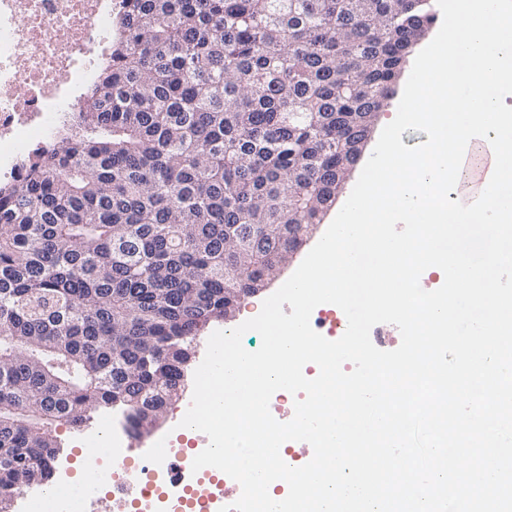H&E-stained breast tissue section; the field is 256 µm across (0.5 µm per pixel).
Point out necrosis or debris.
<instances>
[{
	"label": "necrosis or debris",
	"instance_id": "necrosis-or-debris-1",
	"mask_svg": "<svg viewBox=\"0 0 512 512\" xmlns=\"http://www.w3.org/2000/svg\"><path fill=\"white\" fill-rule=\"evenodd\" d=\"M112 28V0H0V179L13 182L32 147L51 136L63 115L75 111L78 87L93 76ZM105 438L96 463L107 473L113 512H143L148 496L171 490L167 471L142 466L137 484L124 467L138 449L118 414L83 428L84 444ZM69 457L56 459L50 492H21L19 512H84L70 492Z\"/></svg>",
	"mask_w": 512,
	"mask_h": 512
}]
</instances>
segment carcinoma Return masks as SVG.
I'll list each match as a JSON object with an SVG mask.
<instances>
[{
  "label": "carcinoma",
  "instance_id": "carcinoma-1",
  "mask_svg": "<svg viewBox=\"0 0 512 512\" xmlns=\"http://www.w3.org/2000/svg\"><path fill=\"white\" fill-rule=\"evenodd\" d=\"M111 52L0 184V501L50 483L44 424L150 427L188 346L319 224L430 0H113Z\"/></svg>",
  "mask_w": 512,
  "mask_h": 512
}]
</instances>
